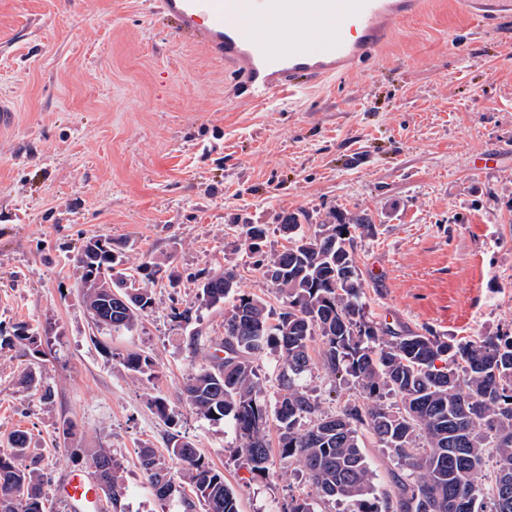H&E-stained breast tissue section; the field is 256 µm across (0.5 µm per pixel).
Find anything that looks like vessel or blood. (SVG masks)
I'll return each mask as SVG.
<instances>
[{
  "label": "vessel or blood",
  "mask_w": 512,
  "mask_h": 512,
  "mask_svg": "<svg viewBox=\"0 0 512 512\" xmlns=\"http://www.w3.org/2000/svg\"><path fill=\"white\" fill-rule=\"evenodd\" d=\"M176 37H191L236 68L245 99L269 102L341 75L418 16L426 0H156ZM66 512H100L92 480L70 471L54 489Z\"/></svg>",
  "instance_id": "b4317fda"
}]
</instances>
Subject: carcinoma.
I'll return each instance as SVG.
<instances>
[{"instance_id": "carcinoma-1", "label": "carcinoma", "mask_w": 512, "mask_h": 512, "mask_svg": "<svg viewBox=\"0 0 512 512\" xmlns=\"http://www.w3.org/2000/svg\"><path fill=\"white\" fill-rule=\"evenodd\" d=\"M280 230L282 250H263L264 224H245L243 244L253 264L282 298L279 310L242 290L232 269L206 277L197 300L206 307L226 306L224 335L214 341L208 364L191 373L184 394L207 420H228L239 436L238 452L251 473L263 477L274 458L305 471L319 499L345 503L346 512H420L430 500L434 512H448V498L468 495V512H512L501 502L504 482L512 484V335L493 333L455 341L424 332H399L375 322L365 311V282L354 256L356 239L376 234L362 212L336 213L312 233L290 214ZM87 310L95 326L130 331L152 306L149 284L168 272L160 263L140 266L132 297L118 304L110 292L124 282L122 260L112 243L84 245L77 257ZM323 339L321 359L327 373L359 387L362 400L347 402L336 413L308 394L303 378L313 365L311 341ZM272 354L279 363L274 409L256 360ZM127 370L141 375L154 368L152 358L129 353ZM400 397L392 410L383 396ZM278 431L277 455L269 433ZM386 448L393 461L392 488L378 496L375 472L363 448L365 439ZM24 433L11 437V450L0 452V512H45L49 478L24 463ZM494 479L476 482L488 453ZM109 465L107 507L124 512L120 466L109 450L89 454V468ZM176 464L193 496L179 490L171 476ZM147 483L174 486L183 512H240L236 492L193 443L179 435L168 441L167 456L151 448L140 452Z\"/></svg>"}]
</instances>
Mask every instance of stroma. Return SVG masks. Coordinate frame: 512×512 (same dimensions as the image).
Instances as JSON below:
<instances>
[{
    "instance_id": "stroma-1",
    "label": "stroma",
    "mask_w": 512,
    "mask_h": 512,
    "mask_svg": "<svg viewBox=\"0 0 512 512\" xmlns=\"http://www.w3.org/2000/svg\"><path fill=\"white\" fill-rule=\"evenodd\" d=\"M430 2L352 72L254 106L234 69L175 38L153 0H0V102L14 114L0 127V450L26 431L27 463L55 481L110 449L125 512H182L139 464L141 448L165 453L178 434L240 512L315 498L294 466L251 478L232 424L183 393L224 333L223 310L200 308L190 330L171 315L227 269L279 308L240 229L266 225L265 251L279 250L291 212L308 230L336 211L372 216L377 234L355 257L374 321L458 339L512 333V13L487 23L469 0ZM97 238L126 274L148 261L177 274L152 284L133 330L96 327L87 311L76 256ZM21 327L38 350L16 341ZM130 352L150 356L154 375L127 370ZM27 370L51 400L20 386ZM304 384L329 412L361 396L319 362ZM156 396L169 419L151 409Z\"/></svg>"
}]
</instances>
